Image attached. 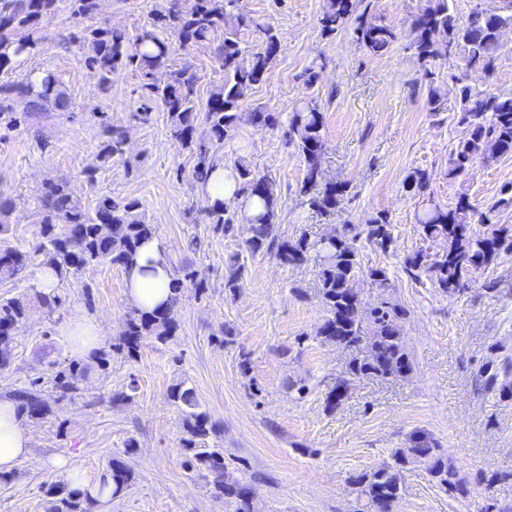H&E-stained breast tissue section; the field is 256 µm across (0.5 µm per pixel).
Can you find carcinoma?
<instances>
[{"label":"carcinoma","instance_id":"1","mask_svg":"<svg viewBox=\"0 0 512 512\" xmlns=\"http://www.w3.org/2000/svg\"><path fill=\"white\" fill-rule=\"evenodd\" d=\"M97 2L72 0V15L81 20L91 17L97 10ZM239 2L168 0V5L155 13L151 24L141 28L133 38L101 25L84 26L72 34V39L85 50L86 65L97 72L103 87L110 85L112 75L129 66L141 71L144 78L141 89L146 97L162 105L171 139L197 158L193 178L198 184L207 180L214 165L209 144L224 140L237 126L242 106L267 79L282 39L275 28L262 26L242 12ZM449 2L425 0V7L411 22V48L423 67L421 81L428 86L429 103L434 110L439 96L429 65L457 53L466 68L490 72L499 31L512 25V13L488 14L478 7L461 22L451 11ZM362 3L363 0H324L319 18L322 34L331 37L350 27L356 40L370 54L382 55L397 41V31L360 11ZM55 4L56 0H0V69L39 48L35 33L41 18L51 13ZM246 31L259 33L258 44L249 49L242 39ZM203 41L212 43L213 57L224 72V82L210 95L207 108L201 113L197 109L195 73L187 66H173L170 61L174 47L187 49ZM162 67L166 68V80L152 81L153 73ZM448 79L456 86L461 103L459 112L454 114L460 137L451 153L448 177L463 180L477 161L512 153V93L493 94L474 89L455 73ZM68 103L67 93L52 74L45 75L38 87L31 81L0 84V121L12 122L20 106L26 112H48L63 110ZM250 116L251 124L257 128L273 129L280 124L279 113L264 108L255 109ZM201 126L204 130L200 132ZM323 127L320 105L308 93L292 108L286 136L288 145L306 168L298 195L313 210L326 214L336 209L343 190L334 183L322 184ZM101 135L103 140L96 160L105 163L122 154L123 131L104 125ZM232 176L241 192L261 203V210L250 218V236L244 241L246 252L253 257L270 255L292 267L315 260L319 268L317 298L324 311L315 336L365 352L362 357L352 359L346 375L336 381L327 396L328 406L332 409L338 406L356 379L409 374L413 360L402 336L406 310L389 294L371 304L352 287L353 280L362 274L381 288L391 287L387 268L363 269L355 246L363 238L381 252H389L394 236L387 216L379 214L364 224H346L344 233L323 235L313 241L304 233L284 237L277 227L280 204L273 181L258 175L250 164L241 160L234 162ZM429 181L426 172L414 170L408 173L404 185L410 193L422 198L416 223L423 236L440 239L446 247L434 258L419 249L404 259L403 268L415 277L427 275L443 293L460 295L476 281V274L501 256L512 253V225L492 221L496 210L512 207V187L503 188L501 197L483 213L471 205L464 193L453 207H441L427 196ZM12 211L11 197L1 192L0 282L16 280L39 257L56 269L62 284L88 267L125 268L133 263L142 241L156 235L155 225L145 221L137 201H115L102 196L94 208L88 209L66 183L49 181L40 206V242L34 251H22L5 238ZM207 216L214 231L226 236L235 231L234 216L228 213V207L209 206ZM476 224L480 228H474ZM243 278L244 266L236 261L230 263L224 274V288L237 292ZM185 279L195 286L197 293L206 291L204 280L197 279V272L189 270L184 278L173 279L172 296L165 309L132 310L118 341L110 349L94 355L91 363L52 364L50 382L57 400L74 399L88 376L90 364L105 370L113 353L134 359L146 336L160 343L172 339L177 330L175 311ZM26 310V300L22 297L0 299V370L10 364L15 330L25 319ZM168 396L182 415L180 448L185 466L206 471L215 491L231 500L232 512H255L251 486L224 482V453L211 445L221 429L203 409L194 388L180 381L170 387ZM12 397L21 412L32 419H44L52 414L39 377L14 390ZM409 466L423 467L433 480L450 491L463 490L459 471L439 453L435 443L426 437H413L409 446L394 450L392 463L350 477L360 498L365 500L359 512H389L400 497L401 474ZM131 477V468L113 458L97 493L90 489L76 490L63 483L50 485L47 493L54 499L53 512H89V505L97 501L106 487H113L112 497L116 498L128 487Z\"/></svg>","mask_w":512,"mask_h":512}]
</instances>
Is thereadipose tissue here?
<instances>
[{
	"instance_id": "obj_1",
	"label": "adipose tissue",
	"mask_w": 512,
	"mask_h": 512,
	"mask_svg": "<svg viewBox=\"0 0 512 512\" xmlns=\"http://www.w3.org/2000/svg\"><path fill=\"white\" fill-rule=\"evenodd\" d=\"M200 192L208 203H232L256 212L258 200H244L238 184L224 166H216ZM125 296L131 307L150 311L166 305L171 296L173 273L159 238L145 241L132 266L123 271ZM65 334L73 359L82 361L93 356L103 345L102 327L96 316L75 308L69 315ZM29 452L22 415L14 400L0 398V474L13 472L19 459Z\"/></svg>"
}]
</instances>
